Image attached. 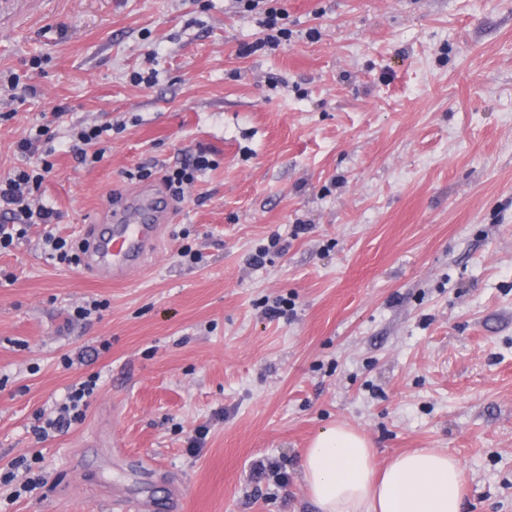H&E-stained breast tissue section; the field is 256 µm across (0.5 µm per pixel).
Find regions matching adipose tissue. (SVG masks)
<instances>
[{
    "label": "adipose tissue",
    "mask_w": 512,
    "mask_h": 512,
    "mask_svg": "<svg viewBox=\"0 0 512 512\" xmlns=\"http://www.w3.org/2000/svg\"><path fill=\"white\" fill-rule=\"evenodd\" d=\"M319 512H462L463 467L450 451L421 448L377 469L365 437L343 424L318 431L301 457Z\"/></svg>",
    "instance_id": "1"
}]
</instances>
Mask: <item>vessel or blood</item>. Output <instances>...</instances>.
Masks as SVG:
<instances>
[{
	"label": "vessel or blood",
	"mask_w": 512,
	"mask_h": 512,
	"mask_svg": "<svg viewBox=\"0 0 512 512\" xmlns=\"http://www.w3.org/2000/svg\"><path fill=\"white\" fill-rule=\"evenodd\" d=\"M168 219L161 198L139 191L114 210L111 223L91 226L86 262L99 276L126 279L153 252L160 225Z\"/></svg>",
	"instance_id": "b4317fda"
}]
</instances>
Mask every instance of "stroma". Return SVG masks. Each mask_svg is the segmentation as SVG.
I'll use <instances>...</instances> for the list:
<instances>
[{
	"label": "stroma",
	"mask_w": 512,
	"mask_h": 512,
	"mask_svg": "<svg viewBox=\"0 0 512 512\" xmlns=\"http://www.w3.org/2000/svg\"><path fill=\"white\" fill-rule=\"evenodd\" d=\"M282 5L290 39L244 56L236 0H0V179L49 125L60 214L0 251V470L45 480L0 485V512H318L300 456L332 423L380 466L448 449L463 512H512V0ZM94 124L116 130L82 165L68 134ZM199 146L217 168L132 277L46 259L45 234L111 221L126 170L157 188ZM92 373L84 420L38 440Z\"/></svg>",
	"instance_id": "35a3bbf8"
}]
</instances>
